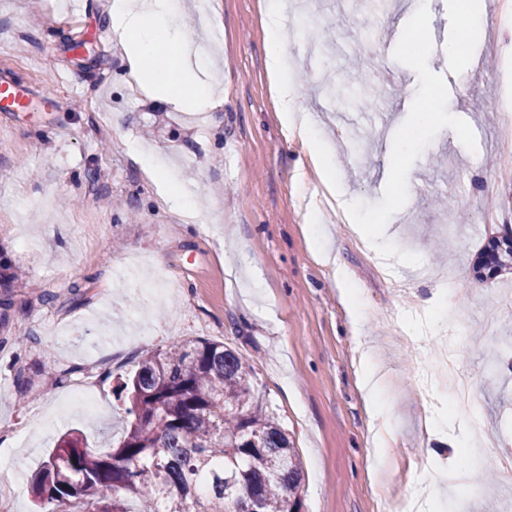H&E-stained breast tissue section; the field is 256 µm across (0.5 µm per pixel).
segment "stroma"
<instances>
[{
    "label": "stroma",
    "instance_id": "obj_1",
    "mask_svg": "<svg viewBox=\"0 0 512 512\" xmlns=\"http://www.w3.org/2000/svg\"><path fill=\"white\" fill-rule=\"evenodd\" d=\"M107 2L0 0V79L34 94L31 111L0 112V259L16 274L0 285L14 302L0 309V504L30 512V479L65 433H82L96 451L117 445L127 421L117 381L144 349L192 338L224 343L252 365L300 452L304 512H398L427 480L433 449L459 470L494 476L470 499L463 484H449L434 512H456L463 500L470 512L503 503L512 355L495 364L489 351L512 334V300L499 295L512 272L489 277L473 263L500 231L481 213L512 216V172H500L497 145L501 103L512 100V16L486 0L484 35L501 50L463 86L450 49L476 47L463 41L469 17L459 0H386L377 11L367 0H295L299 28L284 36L301 108L335 153L347 203L390 222L391 251L416 254L411 267L377 256L328 207L319 230L332 266L317 259L298 200V189L318 199L324 187L276 111L262 0H211L220 23L207 31L191 0L173 12L172 29L218 60L224 105L204 112L173 109L129 77ZM375 32L389 47L379 68L404 93L364 63ZM351 87L365 93L357 112L390 122L337 123ZM421 109L433 116L423 126ZM149 156L195 185L196 220L166 204L144 171ZM340 267L360 289L357 326ZM450 269L459 278L448 288L439 275ZM160 277L169 285L159 299L138 290ZM449 341L487 431L502 442L496 454L427 431V417H464L433 371ZM365 345L390 382L380 481L358 383ZM91 358L102 368L93 418L62 408Z\"/></svg>",
    "mask_w": 512,
    "mask_h": 512
}]
</instances>
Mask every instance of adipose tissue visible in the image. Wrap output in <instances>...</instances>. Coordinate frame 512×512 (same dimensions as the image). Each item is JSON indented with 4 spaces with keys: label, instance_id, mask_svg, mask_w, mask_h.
Masks as SVG:
<instances>
[{
    "label": "adipose tissue",
    "instance_id": "obj_1",
    "mask_svg": "<svg viewBox=\"0 0 512 512\" xmlns=\"http://www.w3.org/2000/svg\"><path fill=\"white\" fill-rule=\"evenodd\" d=\"M171 14L170 0H112V31L124 50L128 74L149 96L163 99L172 108H218L224 96L214 82L203 77L212 59L202 50L189 52L187 40L171 31ZM265 34V64L275 88L280 120L284 127L298 129L311 165L328 194H340L341 170L317 136L313 122L302 118L288 74L282 0H268Z\"/></svg>",
    "mask_w": 512,
    "mask_h": 512
}]
</instances>
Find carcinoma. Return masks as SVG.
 <instances>
[{"label": "carcinoma", "instance_id": "obj_1", "mask_svg": "<svg viewBox=\"0 0 512 512\" xmlns=\"http://www.w3.org/2000/svg\"><path fill=\"white\" fill-rule=\"evenodd\" d=\"M480 269L512 270V231L488 242ZM116 394L131 420L94 453L60 438L31 484L51 512H302L304 472L288 430L234 349L194 339L142 353Z\"/></svg>", "mask_w": 512, "mask_h": 512}]
</instances>
